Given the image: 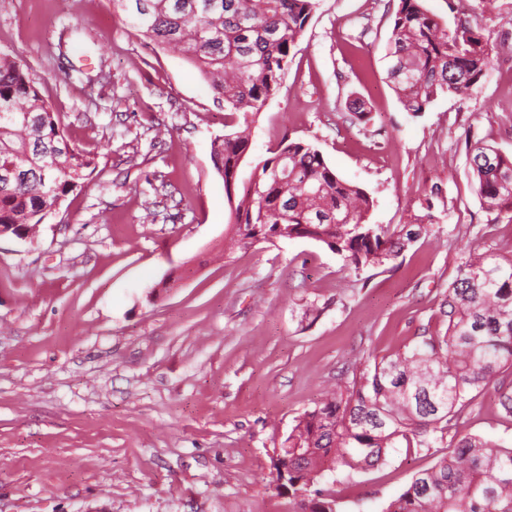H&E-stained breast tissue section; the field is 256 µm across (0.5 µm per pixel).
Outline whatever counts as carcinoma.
<instances>
[{
  "instance_id": "cac0c4a2",
  "label": "carcinoma",
  "mask_w": 512,
  "mask_h": 512,
  "mask_svg": "<svg viewBox=\"0 0 512 512\" xmlns=\"http://www.w3.org/2000/svg\"><path fill=\"white\" fill-rule=\"evenodd\" d=\"M142 36L181 52L208 79L239 129L212 142L230 217L224 247L310 239L355 271L395 261L427 232L422 224L367 222L373 201L341 178L310 144L282 139L254 170L258 190L239 187L251 145L248 117L277 94L313 11V0H110ZM494 45L466 18L446 23L424 0H399L386 58L387 79L406 111L464 95L483 77ZM475 191L492 210L512 209V156L470 147ZM94 158L65 135L23 65L0 52V225L35 232L61 197L82 186ZM444 334L427 332L402 352L353 364L351 376L295 419L278 453V488L291 512H339L315 488L340 468L366 471L391 449L430 448L457 414L503 370L512 369V256L471 250L448 283ZM383 512H512V448L478 435L419 471Z\"/></svg>"
}]
</instances>
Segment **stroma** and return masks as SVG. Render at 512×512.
<instances>
[{"mask_svg":"<svg viewBox=\"0 0 512 512\" xmlns=\"http://www.w3.org/2000/svg\"><path fill=\"white\" fill-rule=\"evenodd\" d=\"M398 4L315 0L242 170L303 141L367 192L370 223L428 225L391 270L357 272L307 239L225 257L211 143L235 122L198 69L110 0H0V52L96 162L36 238L0 237V512H290L275 460L295 418L351 362L444 333L470 248L512 254L468 148L512 154V0L481 4L478 85L417 115L387 80ZM454 432L511 446L512 418L490 388ZM447 450L396 448L321 488L382 512Z\"/></svg>","mask_w":512,"mask_h":512,"instance_id":"obj_1","label":"stroma"}]
</instances>
